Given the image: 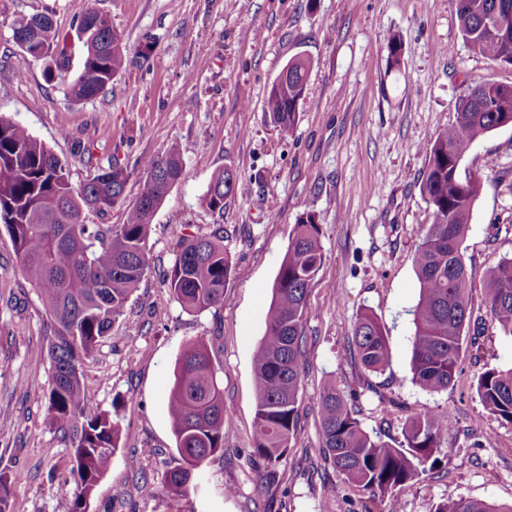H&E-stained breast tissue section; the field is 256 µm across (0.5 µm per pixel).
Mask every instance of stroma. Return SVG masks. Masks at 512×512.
I'll use <instances>...</instances> for the list:
<instances>
[{"label":"stroma","mask_w":512,"mask_h":512,"mask_svg":"<svg viewBox=\"0 0 512 512\" xmlns=\"http://www.w3.org/2000/svg\"><path fill=\"white\" fill-rule=\"evenodd\" d=\"M125 36L131 56L90 101L73 100L13 37L17 19L46 15L74 34L80 0H0V116L25 127L79 186L111 158L135 166L178 147L183 174L156 211L150 266L125 314L83 360L82 382L103 410L117 409L118 450L89 512H385L341 483L322 449L320 395L344 391L363 428L391 445L408 417L455 413L439 464L401 495V512H433L448 498L512 504V423L483 407L476 385L512 367V338L485 310L489 269L512 257V126L479 137L459 178L480 177L463 251L472 320L453 385L430 393L411 381L412 310L420 285L414 254L432 213L421 186L423 145L455 117L468 85L512 86V65L490 63L461 39L453 0H95ZM402 62L391 68L389 42ZM310 63L294 134L280 137L264 107L289 60ZM25 77H18L17 69ZM229 169L243 194L214 214L201 199ZM320 226L324 262L308 288L306 365L299 423L288 451L256 497L249 461L256 408L252 354L294 226ZM224 227V246L242 275L219 310L186 312L163 280L184 237ZM374 314L389 341L380 373L349 353L360 314ZM53 320L23 273L0 225V471L22 472L10 512H56L58 482L72 467L70 445L51 426L47 397ZM202 338L234 426L224 453L198 489L179 500L144 496L179 455L167 402L176 359Z\"/></svg>","instance_id":"obj_1"}]
</instances>
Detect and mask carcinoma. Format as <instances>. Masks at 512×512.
Masks as SVG:
<instances>
[{
  "label": "carcinoma",
  "instance_id": "cac0c4a2",
  "mask_svg": "<svg viewBox=\"0 0 512 512\" xmlns=\"http://www.w3.org/2000/svg\"><path fill=\"white\" fill-rule=\"evenodd\" d=\"M454 4L462 40L488 61L512 65V33L504 38L483 24L496 0ZM76 36L84 51L71 80L68 38L59 35L48 16L23 18L14 26L22 52L46 62V79L67 85L74 100L88 101L125 68L124 34L93 7L92 0H81ZM307 72V61H288L287 83L270 88L266 97V112L284 138L298 123ZM507 125H512V86L477 82L458 98L455 121L425 148L421 191L433 222L414 256L420 295L413 311L411 370L415 384L429 392L446 391L454 382L472 314L462 242L481 181L463 182L457 169L478 137ZM137 171L140 193L126 206L123 223H84L86 209L104 213L123 204L125 186ZM181 172L180 155L171 148L143 159L137 170L114 158L76 188L65 165L44 143L0 116V224L54 320L48 348V412L72 453L70 476L60 484L62 512H87L97 484L111 467L120 432L118 421L90 401L79 364L99 349L113 322L123 316L149 265L146 240L153 216ZM242 190L232 171L220 170L202 204L220 214L224 199ZM323 261L320 227L308 213L294 227L275 279L265 333L252 357L256 411L250 460L263 468L262 480L254 486L257 496L286 456L297 425L307 291ZM238 274L240 269L224 249V227L219 224L208 233L183 239L166 282L182 308L202 312L223 307L224 288ZM486 312L503 335L512 337V258L500 259L489 270ZM352 350L372 372L386 366L388 337L372 315L357 319ZM476 390L490 414L512 423V367L488 370ZM319 411L325 460L345 485L366 491L373 499L388 498L387 512H398V493L419 480L427 462H438L434 455L447 444L454 424L450 410L410 417L403 441L392 446L361 427L334 381L324 386ZM168 416L180 463L163 473L162 485L171 496L180 497L198 484L212 459L224 455V434L232 427L217 370L201 339L189 343L176 360ZM18 478L17 473L0 471V512H9L11 485ZM435 512H512V506L457 498L439 503Z\"/></svg>",
  "mask_w": 512,
  "mask_h": 512
}]
</instances>
